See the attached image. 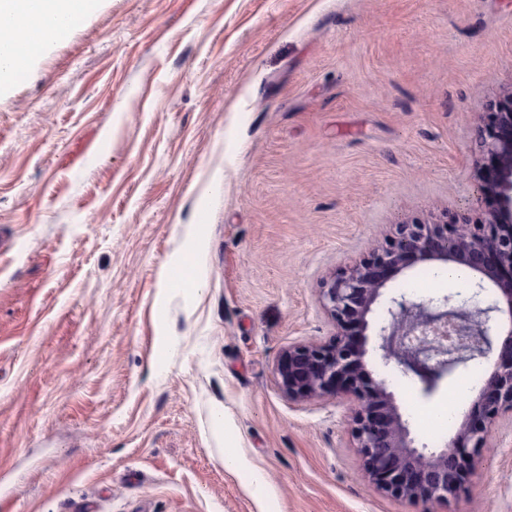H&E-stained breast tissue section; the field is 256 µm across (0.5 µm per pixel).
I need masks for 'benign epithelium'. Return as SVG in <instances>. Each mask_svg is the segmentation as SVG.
Returning a JSON list of instances; mask_svg holds the SVG:
<instances>
[{
  "label": "benign epithelium",
  "instance_id": "1",
  "mask_svg": "<svg viewBox=\"0 0 512 512\" xmlns=\"http://www.w3.org/2000/svg\"><path fill=\"white\" fill-rule=\"evenodd\" d=\"M473 147L479 173L473 205L441 222L399 224L385 244L334 273L319 294L332 335L289 345L274 369L290 402L351 399L353 448L368 482L421 512H433L431 505L447 503L467 488L493 431L504 416L512 417V356L490 365L469 413L449 440L433 447L418 444L394 393L386 381L369 376L365 359L374 335L384 363L413 372L429 397L447 376L450 337H467L457 348V366L470 357H488L500 336L503 347L512 348V89L478 116ZM433 262L466 268L474 295L486 293L492 300L469 307L453 294L436 301L385 296L386 273L397 276Z\"/></svg>",
  "mask_w": 512,
  "mask_h": 512
}]
</instances>
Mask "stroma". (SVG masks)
<instances>
[{
  "label": "stroma",
  "instance_id": "35a3bbf8",
  "mask_svg": "<svg viewBox=\"0 0 512 512\" xmlns=\"http://www.w3.org/2000/svg\"><path fill=\"white\" fill-rule=\"evenodd\" d=\"M511 86L512 0H100L0 93V512H418L273 368ZM366 363L435 443L450 380ZM434 512H512V421Z\"/></svg>",
  "mask_w": 512,
  "mask_h": 512
}]
</instances>
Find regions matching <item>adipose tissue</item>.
Here are the masks:
<instances>
[{
	"mask_svg": "<svg viewBox=\"0 0 512 512\" xmlns=\"http://www.w3.org/2000/svg\"><path fill=\"white\" fill-rule=\"evenodd\" d=\"M94 7L95 0H0V70H24Z\"/></svg>",
	"mask_w": 512,
	"mask_h": 512,
	"instance_id": "1",
	"label": "adipose tissue"
}]
</instances>
